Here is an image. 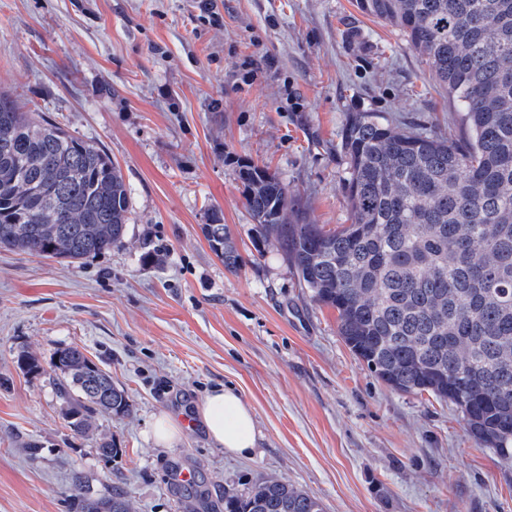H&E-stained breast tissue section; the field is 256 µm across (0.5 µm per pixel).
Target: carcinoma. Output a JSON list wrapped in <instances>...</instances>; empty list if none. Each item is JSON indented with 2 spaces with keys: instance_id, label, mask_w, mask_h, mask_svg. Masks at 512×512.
<instances>
[{
  "instance_id": "obj_1",
  "label": "carcinoma",
  "mask_w": 512,
  "mask_h": 512,
  "mask_svg": "<svg viewBox=\"0 0 512 512\" xmlns=\"http://www.w3.org/2000/svg\"><path fill=\"white\" fill-rule=\"evenodd\" d=\"M399 30L464 112L468 140L353 112L342 136L351 223L301 224L277 174L238 164L253 246L273 240L313 302L337 312L356 358L390 388L453 404L473 439L512 461V0H356ZM129 190L96 143L0 92V248L75 261L124 243ZM230 272L244 259L221 222L202 225ZM66 425L113 460L97 415L126 392L77 346L54 351ZM80 512H130L80 470ZM224 512H324L316 496L261 478L224 490Z\"/></svg>"
}]
</instances>
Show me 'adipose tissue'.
<instances>
[{"label": "adipose tissue", "instance_id": "obj_1", "mask_svg": "<svg viewBox=\"0 0 512 512\" xmlns=\"http://www.w3.org/2000/svg\"><path fill=\"white\" fill-rule=\"evenodd\" d=\"M198 416L209 437L225 451L251 456L258 431L251 406L230 387H216L208 392L197 407Z\"/></svg>", "mask_w": 512, "mask_h": 512}]
</instances>
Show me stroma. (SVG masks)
<instances>
[{"instance_id":"stroma-1","label":"stroma","mask_w":512,"mask_h":512,"mask_svg":"<svg viewBox=\"0 0 512 512\" xmlns=\"http://www.w3.org/2000/svg\"><path fill=\"white\" fill-rule=\"evenodd\" d=\"M0 90L103 146L130 189L123 246L75 262L0 249V512H78L70 474L128 491L131 512H200L275 477L325 512H512V463L452 404L384 385L345 346L335 309L277 247L255 250L238 164L276 172L298 216L350 223L342 134L354 112L466 142L462 112L396 29L355 0H0ZM245 260L225 269L202 225ZM83 347L128 393L99 414L122 448L66 427L56 348ZM28 352L41 369L26 373ZM234 386L259 431L250 458L208 438L196 404ZM174 418L156 444L150 425ZM39 447L31 455V447ZM217 220L216 224L202 225V233L210 249L224 263L225 269L237 272L241 269L244 259L231 238L227 225Z\"/></svg>"}]
</instances>
